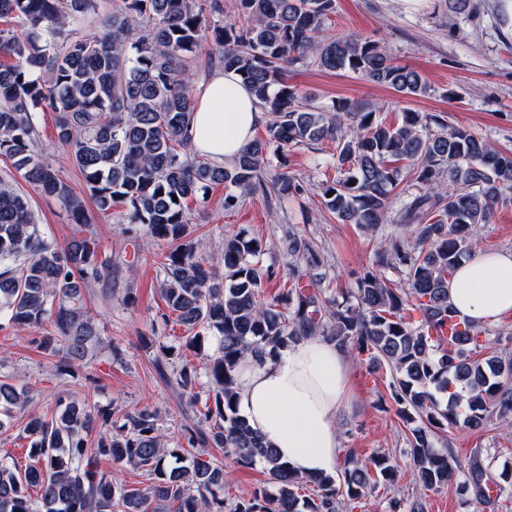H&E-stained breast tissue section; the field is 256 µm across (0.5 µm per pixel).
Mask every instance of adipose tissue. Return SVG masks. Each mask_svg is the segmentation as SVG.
<instances>
[{
  "label": "adipose tissue",
  "mask_w": 512,
  "mask_h": 512,
  "mask_svg": "<svg viewBox=\"0 0 512 512\" xmlns=\"http://www.w3.org/2000/svg\"><path fill=\"white\" fill-rule=\"evenodd\" d=\"M266 115L231 71L201 84L188 135L193 151L216 163L233 160ZM459 318L485 324L512 312V251H477L448 281ZM346 350L319 336L240 367L238 410L281 460L301 475L335 474L341 454L336 417L349 397Z\"/></svg>",
  "instance_id": "obj_1"
}]
</instances>
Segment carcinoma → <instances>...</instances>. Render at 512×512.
<instances>
[{
    "mask_svg": "<svg viewBox=\"0 0 512 512\" xmlns=\"http://www.w3.org/2000/svg\"><path fill=\"white\" fill-rule=\"evenodd\" d=\"M101 0H0V156L41 196L66 209L72 223L60 245L43 236L24 198L0 187V317L18 332L51 331L38 344L82 359L98 343L83 291L112 282L118 271L101 258L84 200L60 170L37 150V109L55 112L57 141L68 147L102 210H117L129 233L143 232L168 250L160 262L161 296L168 313L189 331L185 347L203 335L219 336V353L207 363L214 406L204 405L208 429L187 428L164 443L154 411L126 415L119 426L101 419L97 442L86 431L92 415L78 399L59 403V415L30 418V454L19 467L0 457V512H225L226 473L195 458L177 466L184 445L214 444L241 467L261 462L276 491L256 493L231 512H339L342 503L392 485L398 469L386 454L360 459L349 453L337 476H299L251 430L237 410L236 385L249 357L274 358L279 350L321 336L354 357L367 353L393 371L391 396L411 429L410 455L427 491L456 485L465 503L486 496L490 478L481 462L464 478L448 449L434 446V430L482 429L492 410L512 418V358H474L487 349L488 331L463 323L448 300V279L472 252L476 225L493 221L512 189V152L442 118L405 111L393 124L379 106L349 99L324 109L311 105L285 78V67L310 58L322 71L351 72L405 95L430 90L418 71L401 66L376 41L325 34L335 0H237L238 18L211 21L206 0H113L100 36L81 34ZM209 42L225 71H234L270 114L266 137L252 139L228 165L190 153L188 124L194 111L197 51ZM331 142L323 167L335 176L320 184L325 207L345 224L374 229L400 203L393 221L415 226L417 247L404 248L392 233L373 267L347 291L354 302L324 298L323 278L300 285L299 263L316 266L309 244L290 230L286 251L295 259L291 287L269 303L260 300L264 277L253 258L266 245L237 234L224 242L223 269L197 254L188 203L222 185L224 209L246 194L297 195L302 185L283 173L268 183L269 149ZM410 179L418 194L396 193ZM405 269L403 286L385 269ZM418 301L424 323L407 314ZM450 336H441L448 324ZM448 394L441 403L431 389ZM26 402L25 390L0 383V426ZM101 457L153 476L150 487L116 486L97 470ZM41 489V510L29 487ZM311 493H305L306 489Z\"/></svg>",
    "mask_w": 512,
    "mask_h": 512,
    "instance_id": "cac0c4a2",
    "label": "carcinoma"
}]
</instances>
